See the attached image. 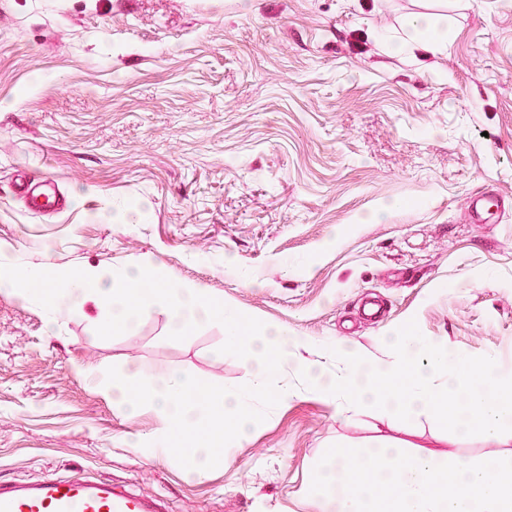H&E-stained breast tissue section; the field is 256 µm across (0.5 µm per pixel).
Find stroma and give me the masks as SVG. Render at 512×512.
I'll return each mask as SVG.
<instances>
[{
    "mask_svg": "<svg viewBox=\"0 0 512 512\" xmlns=\"http://www.w3.org/2000/svg\"><path fill=\"white\" fill-rule=\"evenodd\" d=\"M433 12L447 42L413 36ZM22 179L70 208L32 212ZM477 195L499 199L483 221ZM0 248L51 272L158 260L311 337L307 362L339 339L394 362L380 334L413 319L512 366V0H0ZM99 319L50 334L38 303L0 296V482L94 474L167 512H328L310 487L334 444L512 458L430 415L334 413L286 367L289 397L193 478L129 447L159 421L129 424L105 372L235 388L248 363L216 322L173 341L157 306L110 339Z\"/></svg>",
    "mask_w": 512,
    "mask_h": 512,
    "instance_id": "obj_1",
    "label": "stroma"
}]
</instances>
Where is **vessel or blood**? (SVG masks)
Here are the masks:
<instances>
[{"label": "vessel or blood", "mask_w": 512, "mask_h": 512, "mask_svg": "<svg viewBox=\"0 0 512 512\" xmlns=\"http://www.w3.org/2000/svg\"><path fill=\"white\" fill-rule=\"evenodd\" d=\"M0 512H155L152 504L114 491L107 479L0 483Z\"/></svg>", "instance_id": "obj_1"}]
</instances>
